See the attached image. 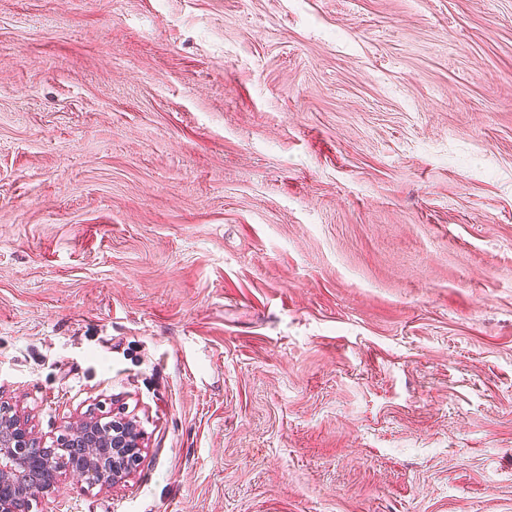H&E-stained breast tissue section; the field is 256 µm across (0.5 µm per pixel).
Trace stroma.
<instances>
[{
  "instance_id": "obj_1",
  "label": "stroma",
  "mask_w": 512,
  "mask_h": 512,
  "mask_svg": "<svg viewBox=\"0 0 512 512\" xmlns=\"http://www.w3.org/2000/svg\"><path fill=\"white\" fill-rule=\"evenodd\" d=\"M0 400L143 435L32 512H512V0H0Z\"/></svg>"
}]
</instances>
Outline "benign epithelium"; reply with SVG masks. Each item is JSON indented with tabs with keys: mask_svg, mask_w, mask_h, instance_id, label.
<instances>
[{
	"mask_svg": "<svg viewBox=\"0 0 512 512\" xmlns=\"http://www.w3.org/2000/svg\"><path fill=\"white\" fill-rule=\"evenodd\" d=\"M144 453L142 435L119 411L70 421L47 447L0 410V512H31L32 501L59 491L68 474L108 488L126 480Z\"/></svg>",
	"mask_w": 512,
	"mask_h": 512,
	"instance_id": "7a95c632",
	"label": "benign epithelium"
}]
</instances>
